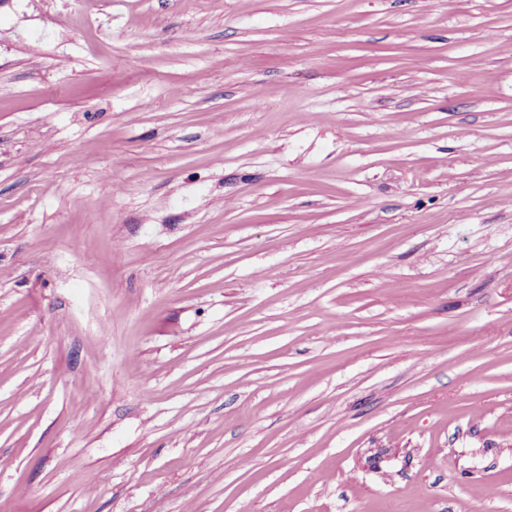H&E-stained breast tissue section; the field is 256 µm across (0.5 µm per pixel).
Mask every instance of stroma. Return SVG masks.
Wrapping results in <instances>:
<instances>
[{"instance_id":"1","label":"stroma","mask_w":512,"mask_h":512,"mask_svg":"<svg viewBox=\"0 0 512 512\" xmlns=\"http://www.w3.org/2000/svg\"><path fill=\"white\" fill-rule=\"evenodd\" d=\"M0 512H512V0H0Z\"/></svg>"}]
</instances>
